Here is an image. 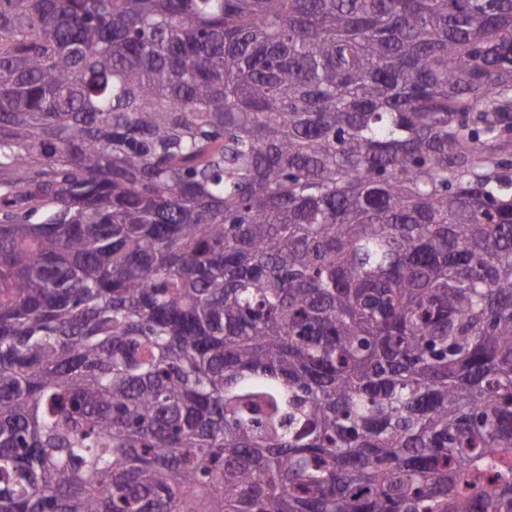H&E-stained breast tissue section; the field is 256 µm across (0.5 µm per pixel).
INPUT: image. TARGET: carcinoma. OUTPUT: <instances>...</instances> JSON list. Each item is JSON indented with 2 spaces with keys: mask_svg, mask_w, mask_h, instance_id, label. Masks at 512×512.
I'll use <instances>...</instances> for the list:
<instances>
[{
  "mask_svg": "<svg viewBox=\"0 0 512 512\" xmlns=\"http://www.w3.org/2000/svg\"><path fill=\"white\" fill-rule=\"evenodd\" d=\"M512 0H0V512H512Z\"/></svg>",
  "mask_w": 512,
  "mask_h": 512,
  "instance_id": "obj_1",
  "label": "carcinoma"
}]
</instances>
